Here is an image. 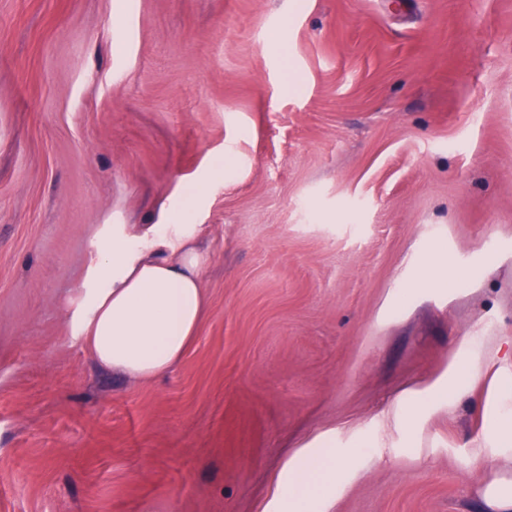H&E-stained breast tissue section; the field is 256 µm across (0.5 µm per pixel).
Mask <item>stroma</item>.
Listing matches in <instances>:
<instances>
[{"instance_id":"stroma-1","label":"stroma","mask_w":512,"mask_h":512,"mask_svg":"<svg viewBox=\"0 0 512 512\" xmlns=\"http://www.w3.org/2000/svg\"><path fill=\"white\" fill-rule=\"evenodd\" d=\"M213 254L175 370L70 339L105 224ZM512 375V0H0V512H485ZM342 470L336 448H305L289 459L271 512H320V502L336 490V478Z\"/></svg>"}]
</instances>
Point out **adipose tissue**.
<instances>
[{
	"label": "adipose tissue",
	"instance_id": "ef3b65f1",
	"mask_svg": "<svg viewBox=\"0 0 512 512\" xmlns=\"http://www.w3.org/2000/svg\"><path fill=\"white\" fill-rule=\"evenodd\" d=\"M199 200L185 198L166 224L113 225L70 302L72 341L115 374L142 381L166 375L196 337L211 253L185 218ZM342 470L334 448L304 449L288 461L274 512H319Z\"/></svg>",
	"mask_w": 512,
	"mask_h": 512
}]
</instances>
